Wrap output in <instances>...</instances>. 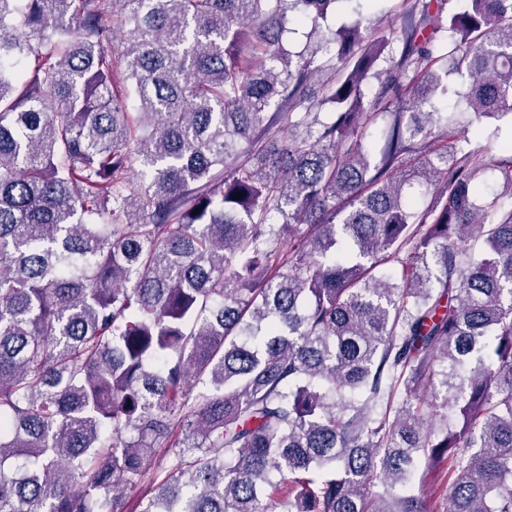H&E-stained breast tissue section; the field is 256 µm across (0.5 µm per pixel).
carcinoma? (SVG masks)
Returning <instances> with one entry per match:
<instances>
[{
    "instance_id": "obj_1",
    "label": "carcinoma",
    "mask_w": 512,
    "mask_h": 512,
    "mask_svg": "<svg viewBox=\"0 0 512 512\" xmlns=\"http://www.w3.org/2000/svg\"><path fill=\"white\" fill-rule=\"evenodd\" d=\"M349 2L0 0V512H512V0ZM402 0H388L382 4V11H375L366 5L363 8L365 17L375 25L383 27H398L400 24L399 13L401 12ZM446 487H448L446 478H434L427 475L425 482L419 481L418 478L414 484L413 491L415 494H425L431 498L434 512H446L448 509V500L446 499Z\"/></svg>"
}]
</instances>
